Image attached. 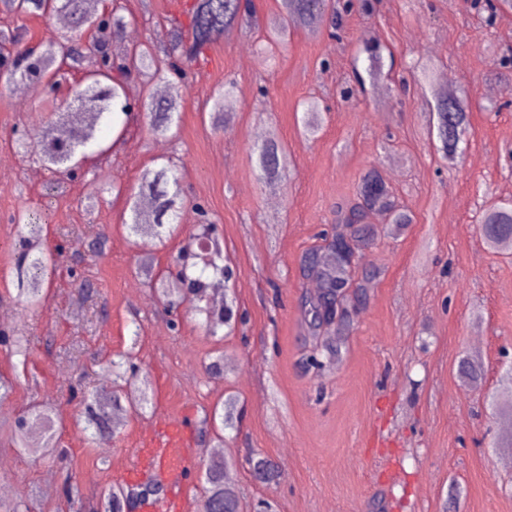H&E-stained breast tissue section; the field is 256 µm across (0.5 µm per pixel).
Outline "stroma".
Instances as JSON below:
<instances>
[{
    "mask_svg": "<svg viewBox=\"0 0 512 512\" xmlns=\"http://www.w3.org/2000/svg\"><path fill=\"white\" fill-rule=\"evenodd\" d=\"M97 3L101 13L121 6L125 31L111 39L119 60L144 43L165 58L171 18L189 19L172 0ZM279 11L280 0H252L249 21L203 50L179 90L170 138L154 139L146 116L132 112L123 128L103 131L106 153L91 155L87 172L74 178L53 176L17 136L55 122L81 73L69 72L60 90H30L22 102L0 86V309L15 314L0 330L30 339L27 374L0 401V459L16 491L32 490L29 512H92L119 482L140 429L158 417L187 420L196 447H207L214 435L201 420L228 392L242 406L224 451L243 512L260 500L277 512H512V467L498 446L512 418L495 409L512 367V250L489 251L478 226L487 200L512 202V97L487 95L512 84V14L490 27L471 0H369L343 14L336 33L298 27L282 48L262 53V32ZM368 41L394 56L391 77L376 89L353 74L354 55ZM423 55L468 93L469 126L453 166L429 135L430 94L411 76ZM227 82L235 106L217 130L207 100ZM312 97L325 112L308 139L300 119ZM269 139L296 172L273 187L257 168V150ZM169 159L188 199L174 235L147 250L127 228L129 196ZM372 173L412 222L399 230L387 215L370 214L360 266L373 276L339 333V359L313 369L301 308L313 282L302 263ZM94 193L98 205L87 208ZM24 207L46 216L43 246L55 259L46 300L33 311L15 298L13 217ZM205 219L219 228L228 286L244 315L221 338L207 335L184 306L180 330L171 332L169 312L139 270L148 260L154 274L175 272L178 251ZM101 232L103 254L87 258ZM81 276L93 294L78 290ZM131 345L153 381V403L126 413L106 454L86 441L79 408L64 400L77 383L93 396L110 390L106 364ZM219 351L224 374L215 377L206 366ZM466 356L482 363L478 383L459 376ZM56 403L63 409L46 449L19 453L11 441L17 417ZM252 452L278 463L276 483L253 479Z\"/></svg>",
    "mask_w": 512,
    "mask_h": 512,
    "instance_id": "stroma-1",
    "label": "stroma"
}]
</instances>
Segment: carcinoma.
<instances>
[{"label": "carcinoma", "mask_w": 512, "mask_h": 512, "mask_svg": "<svg viewBox=\"0 0 512 512\" xmlns=\"http://www.w3.org/2000/svg\"><path fill=\"white\" fill-rule=\"evenodd\" d=\"M8 11L23 16L30 13L46 15L48 10H60L70 25V34L54 41L38 45L24 42L21 30L11 34L0 31V43L9 49L0 53V67L8 81L19 80L29 84L53 87L65 78L70 70H85L91 56L104 60L109 57V47L99 39L101 25L109 27L111 34L120 33L125 27L124 18L117 12L107 17H93L85 9V0H0ZM249 0H194L191 6L190 26L193 44L187 48L180 43L173 44L168 54L167 73L183 80L195 61L198 51L224 35V29L251 13ZM283 16L270 24L264 41L268 50L284 44L288 27L310 23L311 18L322 16L326 24L336 27L339 14L331 10L326 14L327 0H282ZM483 9L488 18L496 20L504 13H512V0H484ZM357 56L364 57L363 67L354 70L359 84H378L387 77L384 72L383 47L377 42H367L357 50ZM415 76L425 81V88L432 93V128L440 143L438 151L448 165L455 164L460 143L467 131V93L442 91L437 87V61L432 57L417 60ZM165 73V74H167ZM165 74L158 67L153 49L142 45L136 51L132 64L122 61L91 77H83L82 84L74 94L76 105L59 108L57 119L72 128L66 138L55 135L54 130L45 127L36 133L19 136L21 146L31 147L39 154L44 165L56 173L69 171L78 153L85 148L101 149L98 133L102 121L114 112L128 113L124 102L125 85L132 79H163ZM233 86L213 94L212 115L214 122H223L224 99L231 96ZM181 98L175 92L170 97L146 98L142 108L150 118V132L156 138H165L171 130L174 115L179 113ZM322 110L315 100L307 101L302 117L303 133L309 137L317 135L320 129ZM257 164L265 182L282 181L291 177L292 172L283 158V149L274 141L263 145L258 153ZM181 200L180 180L176 169L162 166L158 170L144 173L139 191L134 195L131 206L129 231L136 235L163 237L174 229L170 220L177 218ZM378 211L388 214L392 223L405 226L410 217L398 208L387 184L378 176L364 180L360 202L336 215L331 232L324 234V247L315 252V259L304 265L303 272L311 273L320 285V294L304 303L305 315L312 335L330 327L333 318L348 324L356 304L362 295L363 284L355 280L358 261L352 259L353 248L362 247L370 237L366 220L369 213ZM14 222L22 225L23 231L15 243V287L16 297L27 307H34L44 298L45 282L53 266L52 255L41 248L40 237L45 220L33 211L21 209L14 215ZM480 233L487 248L493 252L512 249V204L491 203L483 210L480 218ZM223 252L219 246L212 247L209 259L202 262L193 258L185 260L184 253L176 257L181 267L180 280L159 279L153 288L157 301L169 308L186 305L190 311L203 317L206 331L216 336L225 328H232L238 313L229 295H224V305L215 307L209 300V277H223L228 271L224 264ZM211 276H205L206 271ZM134 330L130 348L111 359L107 369L112 377V395L106 398L93 397L78 399V392L70 389L68 401L80 400L82 405L84 435L93 439L114 428V414L123 409L122 395L132 382H138L141 398L135 406L143 407L148 402L152 389L149 376H139L134 371L135 348L140 338V325L132 320ZM460 377L476 383L482 378L483 368L479 361L463 359L459 363ZM238 399L229 395L221 409L213 410L203 423L212 422L219 431L235 428L238 423ZM55 409L49 407L24 416L18 420L12 440L22 450L29 449L30 423L36 421L49 428L53 423ZM248 464L255 476L268 481L275 476V464L264 456H252ZM205 495L203 512H242L239 490L225 480V469L205 468ZM131 495L122 485L113 486L102 497L97 512H120L124 498Z\"/></svg>", "instance_id": "obj_1"}]
</instances>
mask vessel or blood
<instances>
[{"mask_svg":"<svg viewBox=\"0 0 512 512\" xmlns=\"http://www.w3.org/2000/svg\"><path fill=\"white\" fill-rule=\"evenodd\" d=\"M141 441V448L120 469L123 482L137 486L149 476L166 489L163 499L144 500L143 512H189L186 476L200 454L191 444L184 426L166 419L158 420L142 432Z\"/></svg>","mask_w":512,"mask_h":512,"instance_id":"1","label":"vessel or blood"}]
</instances>
